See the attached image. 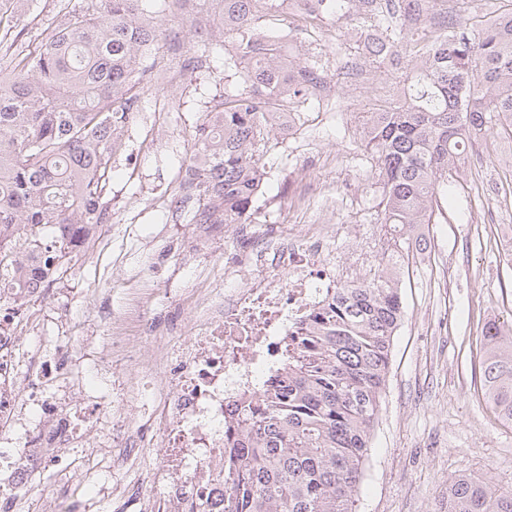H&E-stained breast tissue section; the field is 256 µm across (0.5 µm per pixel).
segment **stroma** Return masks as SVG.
<instances>
[{
    "mask_svg": "<svg viewBox=\"0 0 512 512\" xmlns=\"http://www.w3.org/2000/svg\"><path fill=\"white\" fill-rule=\"evenodd\" d=\"M271 26L291 32L290 56L321 64L326 90L271 151L253 222L190 224L175 209L205 111L242 89L213 54L141 99L112 159L106 222L11 326L0 360L15 369L0 375V391L17 408L0 417V436L24 445L27 469H0V488L12 491L0 512H167L184 474L168 444L174 355L237 285L228 262L240 239L277 243L307 224L379 228L363 129L373 104L402 94L412 43L350 83L341 64L357 58L367 28L286 9ZM419 232L427 248L399 262L405 316L357 512H440L460 473L512 488V425L481 394L476 342L486 323L512 320L511 137L495 126L472 141L448 201ZM38 398L54 414L39 416ZM103 401L111 411L94 416Z\"/></svg>",
    "mask_w": 512,
    "mask_h": 512,
    "instance_id": "stroma-1",
    "label": "stroma"
}]
</instances>
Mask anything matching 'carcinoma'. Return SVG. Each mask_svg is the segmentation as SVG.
<instances>
[{
	"mask_svg": "<svg viewBox=\"0 0 512 512\" xmlns=\"http://www.w3.org/2000/svg\"><path fill=\"white\" fill-rule=\"evenodd\" d=\"M0 0V288L17 307L68 271L67 256L106 222L112 157L140 93L164 61L162 19L145 0H84L36 46ZM209 0H164L197 15ZM217 28L195 31L186 68L230 56L242 90L205 112L181 188L198 197L194 224H249L268 179L265 158L280 114L318 98L317 62L288 58L266 22L285 0H217ZM325 14L368 22L363 54L386 61L409 37L421 47L402 103L369 113L363 146L376 160L381 223L394 252L426 245L471 139L496 123L512 132V10L468 34L431 18L436 0H307ZM58 231L51 244L40 229ZM397 272L339 288L286 337L289 361L260 393L227 404L224 463L205 484L224 494L188 495L175 512H355L393 337L404 317ZM479 341L485 400L512 423V323H488ZM448 512H512V489L461 473L448 481Z\"/></svg>",
	"mask_w": 512,
	"mask_h": 512,
	"instance_id": "cac0c4a2",
	"label": "carcinoma"
}]
</instances>
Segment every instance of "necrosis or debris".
Instances as JSON below:
<instances>
[{
	"label": "necrosis or debris",
	"mask_w": 512,
	"mask_h": 512,
	"mask_svg": "<svg viewBox=\"0 0 512 512\" xmlns=\"http://www.w3.org/2000/svg\"><path fill=\"white\" fill-rule=\"evenodd\" d=\"M275 263V276L257 275L266 258L256 255L245 285L224 297L223 323L199 337L201 353L175 386L173 440L182 463L200 468L223 456L227 392L256 393L266 367L286 362L283 340L300 317L334 289L361 281L337 268L320 239L289 241Z\"/></svg>",
	"instance_id": "4bbe7bcc"
}]
</instances>
